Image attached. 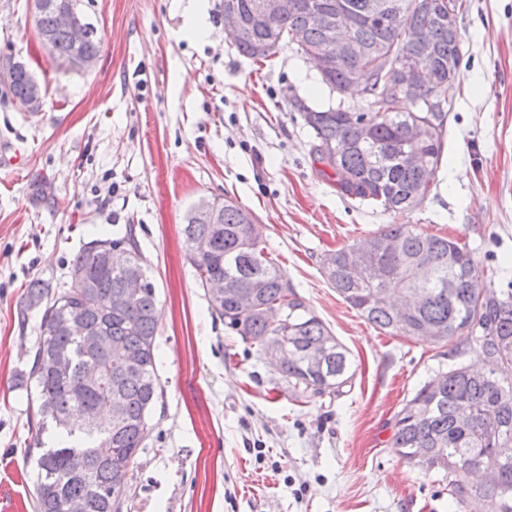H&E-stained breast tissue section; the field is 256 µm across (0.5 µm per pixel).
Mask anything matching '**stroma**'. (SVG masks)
Masks as SVG:
<instances>
[{
	"instance_id": "35a3bbf8",
	"label": "stroma",
	"mask_w": 512,
	"mask_h": 512,
	"mask_svg": "<svg viewBox=\"0 0 512 512\" xmlns=\"http://www.w3.org/2000/svg\"><path fill=\"white\" fill-rule=\"evenodd\" d=\"M208 34L187 31L191 0H79L99 53L87 69L42 44L28 0H0V64L26 62L41 111L0 103V512H33L26 455L29 352L38 314L19 304L36 277L64 281L94 239L134 225L156 287V372L164 390L121 512H462L446 482L391 446L396 415L438 370L474 363L466 337L428 343L368 323L324 277L327 251L383 224H413L466 244L512 281V0H465L460 75L448 95L441 164L408 213L337 193L293 100L363 107L329 91L311 61L281 48L241 55L224 31V0H207ZM51 185L50 204L30 184ZM231 197L256 217L294 291L347 350L343 394L296 401L275 366L214 313L186 256L182 227L202 197Z\"/></svg>"
}]
</instances>
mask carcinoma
<instances>
[{
	"label": "carcinoma",
	"instance_id": "1",
	"mask_svg": "<svg viewBox=\"0 0 512 512\" xmlns=\"http://www.w3.org/2000/svg\"><path fill=\"white\" fill-rule=\"evenodd\" d=\"M304 2L306 7L298 13L269 19L260 8L262 0H224L240 19L237 51L266 60L282 46L293 45L306 56L323 48L320 19L344 11L364 52L339 57L321 82L338 92L363 85L365 105L356 111L316 110L302 104L297 109L313 134L315 154L338 149L333 168L337 193L388 211L417 209L440 164L450 108L400 111L398 101L406 91L388 83L383 69H430L435 85L428 93L442 100L448 80L459 76L460 31L458 20L448 21V10L460 13L461 0ZM63 7L76 8V0H46L36 15L42 41L70 64L80 57H97L95 37L77 44L58 24L57 12ZM0 69L11 73L0 82L4 95L27 105L35 82L29 67L10 59ZM417 119L424 122L425 132L413 143L410 125ZM412 148L421 152L427 168L402 163L401 154ZM184 236L200 282L224 278V300L211 306L226 325L248 342L255 337L285 341L280 384L298 401L341 395L353 378L347 353L267 252L253 214L226 197L216 224L188 212ZM371 239L377 249L364 266L353 262L358 244L330 252L328 264L322 265L326 280L346 303L396 336L423 340L437 328V341L446 342L466 331L479 360L494 355L496 365L512 373V287L475 292L472 281L484 268L467 246L410 224H386ZM102 245L126 254L131 265L102 267L97 253ZM421 267L428 269V277L418 276ZM131 271L143 278L144 288L129 300L126 280ZM239 292L254 293V303L237 304ZM87 299L96 300L98 309L84 315L78 327L58 330L60 313L78 312ZM33 310L41 314V334L28 371L37 390V430L27 448L38 470L33 512H64L69 501L81 503L83 512H120L114 490L127 482L126 474L136 466L145 428L162 397L156 376L155 286L134 228L87 243L73 258L63 287L54 288L42 278L30 281L20 303L21 320ZM95 336L109 337L127 357L111 359L102 349L91 350L88 341ZM318 350L323 353L320 362L311 358ZM43 358L63 361L66 372L41 369ZM97 362L106 371L94 380L86 371ZM445 374L437 388L424 382L398 412L391 445L402 459L427 472L444 473L448 496L462 507L476 492L464 474L499 465L503 484L481 492L480 512H512V456H500V449L512 448V380L499 378L493 368L474 371L463 364ZM85 409L93 410L94 423L80 419ZM424 450L432 452L426 460L420 456Z\"/></svg>",
	"mask_w": 512,
	"mask_h": 512
}]
</instances>
